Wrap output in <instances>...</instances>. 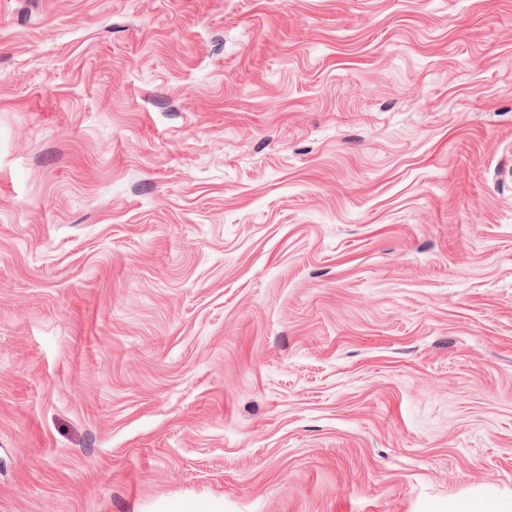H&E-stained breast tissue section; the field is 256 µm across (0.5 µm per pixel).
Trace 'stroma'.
I'll return each mask as SVG.
<instances>
[{
  "instance_id": "obj_1",
  "label": "stroma",
  "mask_w": 512,
  "mask_h": 512,
  "mask_svg": "<svg viewBox=\"0 0 512 512\" xmlns=\"http://www.w3.org/2000/svg\"><path fill=\"white\" fill-rule=\"evenodd\" d=\"M512 496V0H0V512Z\"/></svg>"
}]
</instances>
